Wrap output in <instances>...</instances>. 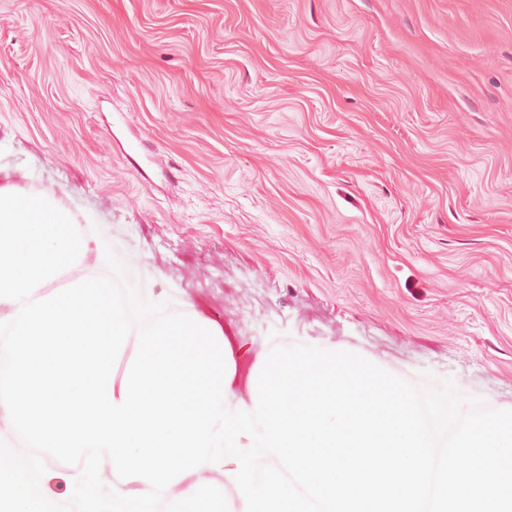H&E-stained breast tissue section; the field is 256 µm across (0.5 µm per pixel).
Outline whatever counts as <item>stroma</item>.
Returning a JSON list of instances; mask_svg holds the SVG:
<instances>
[{"label": "stroma", "instance_id": "1", "mask_svg": "<svg viewBox=\"0 0 512 512\" xmlns=\"http://www.w3.org/2000/svg\"><path fill=\"white\" fill-rule=\"evenodd\" d=\"M0 182L246 374L348 350L512 409V0H0Z\"/></svg>", "mask_w": 512, "mask_h": 512}]
</instances>
